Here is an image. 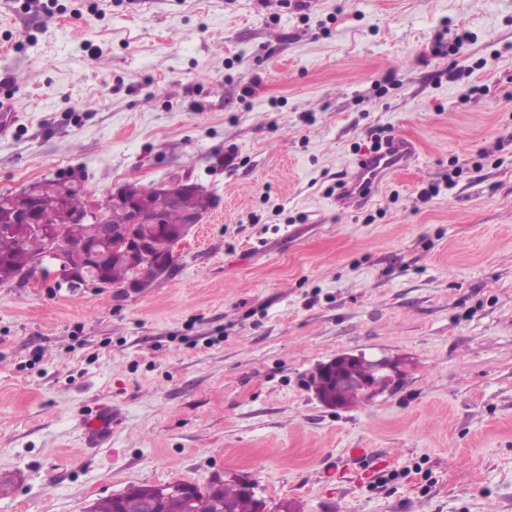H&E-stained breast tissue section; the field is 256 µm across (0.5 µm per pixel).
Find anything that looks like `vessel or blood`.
Returning a JSON list of instances; mask_svg holds the SVG:
<instances>
[{
    "instance_id": "1",
    "label": "vessel or blood",
    "mask_w": 512,
    "mask_h": 512,
    "mask_svg": "<svg viewBox=\"0 0 512 512\" xmlns=\"http://www.w3.org/2000/svg\"><path fill=\"white\" fill-rule=\"evenodd\" d=\"M415 152L416 146L412 140L396 136L383 144L380 150L360 154L336 195L337 207L348 209L367 203L384 178L401 170ZM117 419V413L111 408H100L97 424L86 428L89 443L95 445L106 441ZM368 455L369 451L365 448L349 449L344 459L331 464L330 472L338 480L348 479L354 472L355 464Z\"/></svg>"
}]
</instances>
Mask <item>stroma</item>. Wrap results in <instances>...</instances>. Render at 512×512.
<instances>
[{
    "instance_id": "1",
    "label": "stroma",
    "mask_w": 512,
    "mask_h": 512,
    "mask_svg": "<svg viewBox=\"0 0 512 512\" xmlns=\"http://www.w3.org/2000/svg\"><path fill=\"white\" fill-rule=\"evenodd\" d=\"M3 97L0 192L217 204L145 291L0 286V512L218 473L300 512H512V0H0ZM381 132L414 158L338 210ZM359 352L403 383L322 404L316 366ZM117 420L118 414L112 411V407L100 408L98 422L94 426L87 423L83 415L82 422L87 432L88 442L95 445L106 441L112 428V423ZM368 456L369 451L366 448H350L344 459L330 465L329 474L336 475L337 480L344 481L354 473L353 465L360 463Z\"/></svg>"
}]
</instances>
